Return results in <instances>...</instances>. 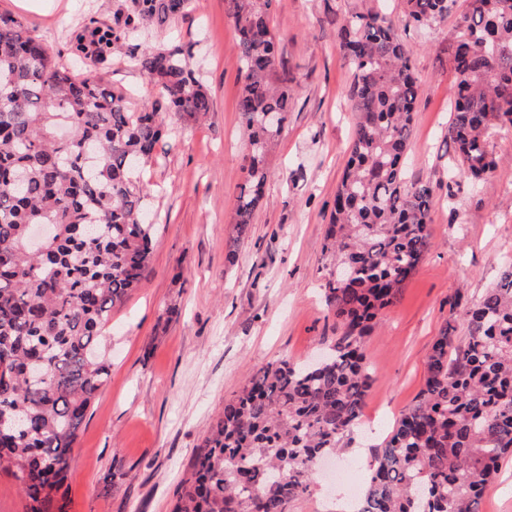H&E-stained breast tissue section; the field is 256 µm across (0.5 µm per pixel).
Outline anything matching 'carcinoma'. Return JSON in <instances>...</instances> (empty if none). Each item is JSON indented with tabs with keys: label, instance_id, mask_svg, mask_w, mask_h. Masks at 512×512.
<instances>
[{
	"label": "carcinoma",
	"instance_id": "cac0c4a2",
	"mask_svg": "<svg viewBox=\"0 0 512 512\" xmlns=\"http://www.w3.org/2000/svg\"><path fill=\"white\" fill-rule=\"evenodd\" d=\"M273 0H224L242 83L244 182L228 259L253 223L267 158L291 109L280 69ZM455 0H404L408 25L448 17ZM445 132L459 175L496 168L490 130L512 127V0H466ZM191 0H117V21H92L75 50L96 61L188 13ZM355 126L325 232L324 298L340 336L321 360L253 372L224 405L179 484L170 512H288L316 482V462L340 452L372 388L363 340L429 248L432 188L408 183L416 112L410 55L393 22L357 13L341 27ZM493 62H488L487 57ZM159 99L130 94L69 67L24 23L0 14V473L26 512H67L64 481L79 429L110 373L103 340L112 308L141 284L153 252L142 164L153 161L163 115L197 121L212 100L190 54L175 45L136 56ZM50 224L42 245L29 226ZM35 360L45 378H28ZM512 452V265L448 324L426 360L424 384L376 454L357 512H480L486 486Z\"/></svg>",
	"mask_w": 512,
	"mask_h": 512
}]
</instances>
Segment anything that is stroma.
I'll return each mask as SVG.
<instances>
[{
  "label": "stroma",
  "instance_id": "obj_1",
  "mask_svg": "<svg viewBox=\"0 0 512 512\" xmlns=\"http://www.w3.org/2000/svg\"><path fill=\"white\" fill-rule=\"evenodd\" d=\"M36 2L37 9L24 10L0 0V13L63 52L89 18L111 22L115 5ZM465 9V0H456L444 22L416 28L403 21V0H275L273 25L294 79L293 101L268 157L265 201L230 264L225 254L245 143L236 110L241 73L224 0H192L185 18L148 36L155 45L192 46L212 107L199 123L168 115L167 138L140 172L150 191L153 256L140 288L113 309L106 327L111 374L74 446L70 512H169L195 448L246 378L278 360L303 362L334 342L322 245L354 131L352 70L338 33L352 14L378 11L410 53L419 95L406 176L430 184L433 207L428 252L363 342L373 386L362 424L331 460L332 470L350 471L334 494L363 493L373 449L422 388L425 360L458 295L477 299L512 257V128L492 130L497 165L485 180L450 176V55ZM139 46L131 41L79 68L130 91L135 103L153 101L157 91L136 65ZM173 305L179 313L167 317ZM117 469L124 479L103 493L105 477Z\"/></svg>",
  "mask_w": 512,
  "mask_h": 512
}]
</instances>
